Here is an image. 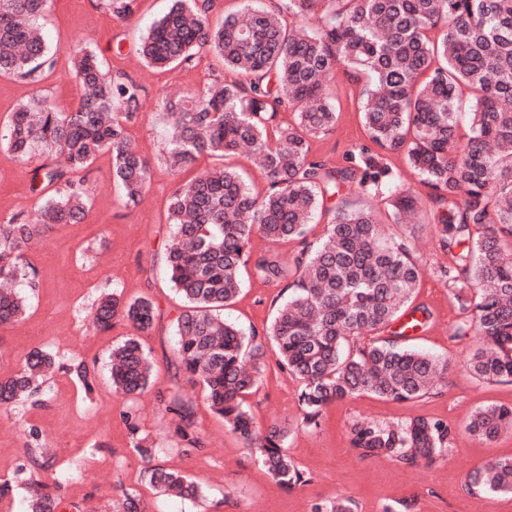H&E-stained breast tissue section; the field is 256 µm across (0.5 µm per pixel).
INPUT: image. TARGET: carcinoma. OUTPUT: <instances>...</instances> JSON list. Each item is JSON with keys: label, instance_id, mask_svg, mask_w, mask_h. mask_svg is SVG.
<instances>
[{"label": "carcinoma", "instance_id": "obj_1", "mask_svg": "<svg viewBox=\"0 0 512 512\" xmlns=\"http://www.w3.org/2000/svg\"><path fill=\"white\" fill-rule=\"evenodd\" d=\"M300 20L319 15L314 29H288L266 7L249 6L218 24L203 0H173L168 12L142 37L140 54L158 68H175L203 51L224 60L236 74L216 78L199 90L169 99L173 129L165 163L189 171L203 156L223 161L247 147L267 182L261 198L223 163L198 173L170 195L167 222L171 244L163 262L170 281L188 303L177 318L174 352L178 369L198 379L210 410L240 438L266 471L288 486L308 478L284 448L288 428L261 427L245 397L257 386L259 360L272 342L283 371L301 383L302 423L320 426L324 408L335 401L372 394L398 402L435 389L448 360L406 345L394 324L411 306L423 267L407 237H386L372 211L348 199H331L358 182L382 188L395 221L417 202L401 190L388 153H401L432 190L433 221L448 255L443 276L466 314L454 335L477 337L469 360L479 379L512 383V0H287ZM50 0H0V74L36 79L56 64L41 27ZM71 67L85 94L73 112H60L35 93L0 127V147L19 160L53 154L38 166L30 192L40 196L37 216L0 219V280L39 286L25 257L57 224H78L88 214V188L70 174L111 156L114 179L130 203L144 192L150 165L133 149L128 124L138 118L139 87L106 77L96 56L70 52ZM364 82L357 103L369 142L354 165L335 167L311 155L310 139L334 131L336 107L326 88L336 70ZM473 100L459 112L460 93ZM296 120L279 119L285 108ZM330 216L325 236L309 240L307 226L317 209ZM255 236L293 241L298 250L287 265L251 251ZM252 267L267 283L290 280L288 298L264 335L247 333L224 317L237 297L241 273ZM25 296L0 291V326L20 321ZM123 317L136 330L112 348V388L137 396L154 385L153 364L140 336L154 324L146 298L124 301L118 293L99 300L93 323L106 332ZM53 357L31 352L22 370L0 378V407L36 394L51 374ZM159 401L180 418L187 448L200 445L192 405L176 397ZM491 442L512 429V406L477 409L466 426ZM454 432L439 421L416 418L406 425L360 422L351 445L364 456L405 464L444 459ZM147 481L158 493L194 499L196 482L164 467ZM29 512H59L58 490L32 482ZM471 492L512 495V456L473 470Z\"/></svg>", "mask_w": 512, "mask_h": 512}]
</instances>
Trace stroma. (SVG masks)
Segmentation results:
<instances>
[{
  "instance_id": "stroma-1",
  "label": "stroma",
  "mask_w": 512,
  "mask_h": 512,
  "mask_svg": "<svg viewBox=\"0 0 512 512\" xmlns=\"http://www.w3.org/2000/svg\"><path fill=\"white\" fill-rule=\"evenodd\" d=\"M110 0H51L43 31L57 51L55 67L39 83L0 76V126L33 92H41L64 112L77 108L81 92L68 54L72 48L93 51L105 73L137 84L139 116L129 128L140 152L150 162L148 187L137 205H126L112 172L109 154H99L87 170L90 211L79 224H59L27 254L38 271L39 286L27 293L23 320L0 327V378L18 372L27 354L40 349L59 364L39 394L16 408L0 410V483L9 494L0 497V512H26L33 479L58 486L67 512H123L126 493L139 492L145 512H312L317 503L350 501L354 512H512V495H479L466 488L469 473L484 463L512 455V431L485 443L466 425L473 412L487 404L512 406V384L477 380L468 362L479 346L475 336H454L463 313L440 270L448 263L439 245L431 212V190L403 155L385 161L402 188L418 200L417 226L395 223L387 190L361 194L356 184L342 188V197L362 201L374 210L384 234H413L424 273L413 304L426 308V329L409 337L410 346L449 363L438 393L411 402H395L369 394L326 407L319 428L300 422V384L278 364L274 345H267L257 391L247 404L258 425L289 429L285 449L307 474V483L291 488L276 482L244 443L224 427L205 400L202 384L175 367L174 323L184 303L159 270V258L171 236L167 203L177 185L186 181L164 162L169 136L164 100L183 89H199L225 75L223 60L199 53L193 65L174 69L148 66L139 54L140 37L166 13L171 0H133L126 16H118ZM345 76L332 89L339 111L334 132L311 141L313 156L332 166L365 145L367 138ZM36 160L19 161L0 151V219L16 214L35 216L39 201L29 191ZM121 292L124 300L151 299L158 317L141 341L155 370V385L141 395L113 391L110 352L132 335L116 320L112 330L99 331L92 321L101 294ZM284 288L242 273L241 290L226 314L243 329L263 331ZM85 364L93 379L85 391L72 368ZM160 389L176 391L195 411L199 448H186L174 435L176 419L156 400ZM138 419L137 435H129L126 412ZM427 418L455 431L447 458L403 465L384 456L365 457L352 447L354 422L391 424ZM150 447L141 455L132 438ZM181 471L199 486L196 499L164 496L147 483L155 465Z\"/></svg>"
}]
</instances>
